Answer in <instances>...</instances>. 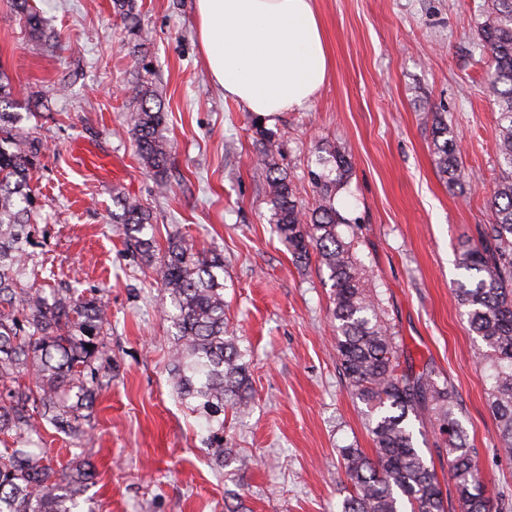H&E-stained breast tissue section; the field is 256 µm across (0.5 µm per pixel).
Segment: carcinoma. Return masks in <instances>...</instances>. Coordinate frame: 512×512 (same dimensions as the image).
Masks as SVG:
<instances>
[{
	"label": "carcinoma",
	"instance_id": "cac0c4a2",
	"mask_svg": "<svg viewBox=\"0 0 512 512\" xmlns=\"http://www.w3.org/2000/svg\"><path fill=\"white\" fill-rule=\"evenodd\" d=\"M13 3L30 32L40 34L41 17L28 0ZM477 37L499 107V176L490 222L456 252L467 277L455 296L481 341L478 361L489 372L488 397L501 438L496 452L512 461V0H487ZM7 101L16 103L0 76V434L11 433L23 443L49 424L78 436L87 418L83 411L94 407L112 380V366L104 365L112 321L97 294L75 298L67 288H53L47 295L38 283L45 270L28 250L37 214L29 181L43 142L19 126L20 113L4 111ZM133 102L129 122L139 159L163 189L170 161L165 112L147 89H135ZM253 127L274 232L295 261L305 262L314 251L325 267L336 354L354 396L371 416L374 453L340 449L349 485L341 512H403L407 506L410 512H512V503L486 496L478 452L467 443L454 393L439 385L429 368L416 372L400 366L396 336L354 255L355 226L336 208V196L351 174L348 155L328 142L318 147L316 168L309 171L315 206L305 211L288 174L274 162V134ZM432 129L440 172L448 184H461L458 140L439 112L432 113ZM113 203L112 223L120 225L126 249L152 268L170 299L172 310L165 316L175 328L172 383L182 399L195 403L194 411L213 428L222 448L220 415L228 408L244 415L253 400L250 354L226 322L224 256L173 235L158 258L150 210L120 194ZM423 418L438 428V452L446 455L455 489L453 508L414 435L413 421ZM92 474L85 461L60 473L20 448L6 447L0 450V512H74L76 496Z\"/></svg>",
	"mask_w": 512,
	"mask_h": 512
}]
</instances>
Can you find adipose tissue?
<instances>
[{
    "label": "adipose tissue",
    "instance_id": "obj_1",
    "mask_svg": "<svg viewBox=\"0 0 512 512\" xmlns=\"http://www.w3.org/2000/svg\"><path fill=\"white\" fill-rule=\"evenodd\" d=\"M214 85L262 117L309 109L331 67L315 0H196Z\"/></svg>",
    "mask_w": 512,
    "mask_h": 512
}]
</instances>
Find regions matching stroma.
I'll list each match as a JSON object with an SVG mask.
<instances>
[{
	"mask_svg": "<svg viewBox=\"0 0 512 512\" xmlns=\"http://www.w3.org/2000/svg\"><path fill=\"white\" fill-rule=\"evenodd\" d=\"M485 0H316L331 56L311 107L266 121L304 207L317 147L352 162L341 213L359 226L355 254L381 299L404 359L453 390L493 498L512 500V463L498 458L480 341L454 297L459 241L488 223L499 173L498 107L475 30ZM35 37L0 0V69L31 93L21 127L44 142L31 187L40 206L33 252L79 293L103 290L112 314V383L80 440L42 429L44 459L92 463L78 512H338L342 448L372 453L367 411L336 357L331 284L317 257L296 263L270 224L253 116L214 86L195 35L194 0H135L129 39L112 0H29ZM166 112L168 191L140 164L127 115L135 87ZM442 113L468 172L449 187L426 112ZM140 200L157 246L177 234L224 256L226 316L251 353L254 400L226 413L234 461L221 464L203 418L168 381L170 300L130 256L112 196Z\"/></svg>",
	"mask_w": 512,
	"mask_h": 512,
	"instance_id": "obj_1",
	"label": "stroma"
}]
</instances>
